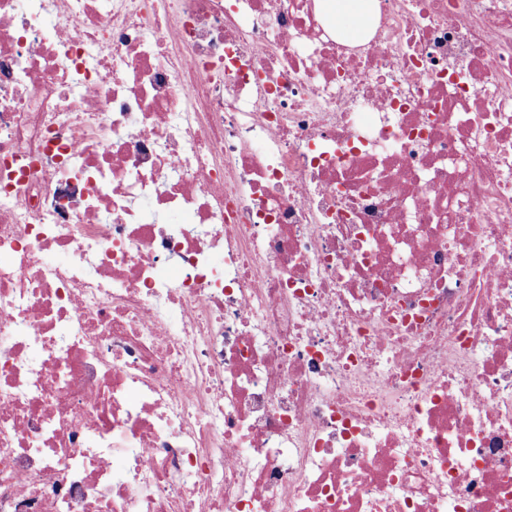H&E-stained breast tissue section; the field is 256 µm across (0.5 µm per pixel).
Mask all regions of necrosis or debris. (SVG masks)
Segmentation results:
<instances>
[{
	"label": "necrosis or debris",
	"mask_w": 512,
	"mask_h": 512,
	"mask_svg": "<svg viewBox=\"0 0 512 512\" xmlns=\"http://www.w3.org/2000/svg\"><path fill=\"white\" fill-rule=\"evenodd\" d=\"M373 3L0 0V512H512V0ZM368 0H325L326 10L333 15L336 38L356 42L364 37L363 18Z\"/></svg>",
	"instance_id": "4bbe7bcc"
}]
</instances>
